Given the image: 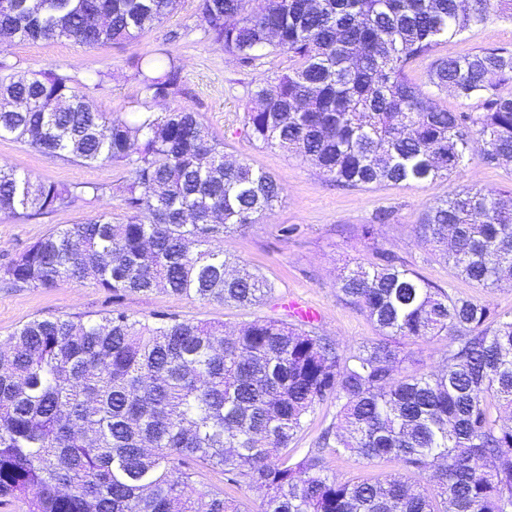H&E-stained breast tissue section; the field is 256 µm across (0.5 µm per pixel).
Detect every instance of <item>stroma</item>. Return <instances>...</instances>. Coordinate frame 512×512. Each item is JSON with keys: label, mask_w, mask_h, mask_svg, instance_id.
Segmentation results:
<instances>
[{"label": "stroma", "mask_w": 512, "mask_h": 512, "mask_svg": "<svg viewBox=\"0 0 512 512\" xmlns=\"http://www.w3.org/2000/svg\"><path fill=\"white\" fill-rule=\"evenodd\" d=\"M195 5L196 0H177L161 24L122 45L87 50L67 40H38L0 47V59H7L20 71L61 66L74 77L90 104L121 115L144 109L131 59L168 50L178 59L189 90L188 95L169 100V107L181 106L201 113L210 130L223 139L229 156L270 174L284 189L272 210L227 241V249L237 263L261 272L273 283L275 290L270 298L239 307L156 289L127 293L121 300L122 308L141 318L164 314L180 320L221 324L232 330L256 319H287L284 305L288 297L296 296L320 311L321 318L315 324L317 333L346 351L378 339L379 333L364 313L346 304L337 288V277L344 269L375 261L377 253L389 252L441 287L449 286L457 294L489 301L498 311L512 312V281L489 291L453 278L447 264L416 232L426 207L445 198L453 187L512 191L511 165L494 168L474 159L447 180L387 182L355 189L337 186L300 157L261 147L243 129V116L250 106L248 88L287 71L292 65L288 55L278 52L256 67H240L235 57L205 38ZM498 46L512 47V22L473 28L439 45L436 53L449 57ZM102 71L107 72V79H99ZM0 165L55 183H110L120 175L117 168L109 165L87 166L49 157L5 140H0ZM380 210L388 212L389 220L373 224L372 219ZM103 211L120 215L119 197H82L69 207L27 220L0 218V267L56 228ZM368 223L373 224L374 231L366 237L362 227ZM287 225L296 228L288 237L282 234ZM111 307V293L90 281L63 283L54 288H14L0 281V341L35 318L64 314L94 318ZM335 414L332 402L316 406L290 444L292 459H300L316 448ZM327 462L331 473L342 480H373L400 470L390 459L364 460L354 455L331 456ZM194 471L198 485L236 497L244 512H261L262 495L248 484H230L223 472L200 465Z\"/></svg>", "instance_id": "stroma-1"}]
</instances>
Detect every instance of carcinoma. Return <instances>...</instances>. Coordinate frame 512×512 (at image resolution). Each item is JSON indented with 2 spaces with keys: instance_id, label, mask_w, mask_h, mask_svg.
<instances>
[{
  "instance_id": "obj_1",
  "label": "carcinoma",
  "mask_w": 512,
  "mask_h": 512,
  "mask_svg": "<svg viewBox=\"0 0 512 512\" xmlns=\"http://www.w3.org/2000/svg\"><path fill=\"white\" fill-rule=\"evenodd\" d=\"M172 0H0V39H65L82 48L138 39ZM109 18L101 27L99 12ZM205 37L255 67L288 53L287 72L248 91L249 137L294 154L337 185L447 179L477 158L512 163V49L436 57V47L495 21L512 0H197ZM418 59L439 91L476 101L452 112L409 75ZM145 100L183 93L176 61L131 62ZM0 140L88 166L116 165L113 184L60 185L0 166V217H33L75 199L121 197L38 239L0 270L22 287L92 281L112 310L33 319L0 344V500L27 512H243L197 486L192 459L264 493L262 512H512V312L461 296L389 252L338 278L344 300L382 338L338 351L299 320L221 324L121 308L163 286L248 307L274 292L230 269L227 238L272 209L283 188L245 161L201 115L176 107L133 118L93 109L59 67L14 71L0 60ZM416 232L453 275L486 290L512 275V199L453 189ZM448 337L438 371L409 369L401 341ZM336 425L290 462L316 405ZM386 457L401 472L340 480L325 452Z\"/></svg>"
}]
</instances>
